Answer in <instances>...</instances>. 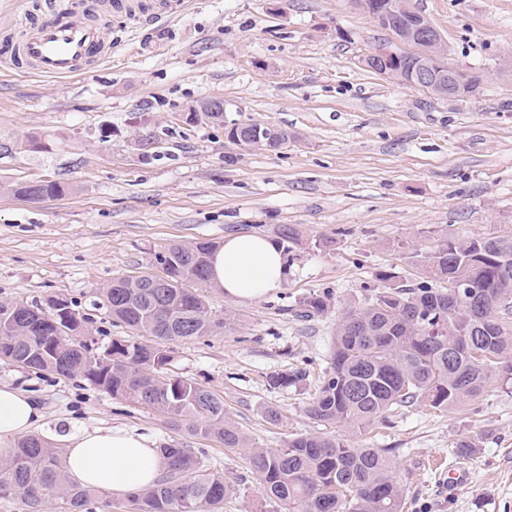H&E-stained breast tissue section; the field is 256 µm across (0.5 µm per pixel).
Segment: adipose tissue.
Wrapping results in <instances>:
<instances>
[{"instance_id":"obj_1","label":"adipose tissue","mask_w":512,"mask_h":512,"mask_svg":"<svg viewBox=\"0 0 512 512\" xmlns=\"http://www.w3.org/2000/svg\"><path fill=\"white\" fill-rule=\"evenodd\" d=\"M283 253L277 243L256 234L229 235L216 250L211 282L235 300H257L282 287ZM35 403L18 389L0 384V459L12 456L18 437L36 425ZM66 468L82 486L126 495L146 489L160 479L163 460L153 441L133 431L68 428Z\"/></svg>"}]
</instances>
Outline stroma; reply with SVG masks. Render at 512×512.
<instances>
[{
	"label": "stroma",
	"instance_id": "obj_1",
	"mask_svg": "<svg viewBox=\"0 0 512 512\" xmlns=\"http://www.w3.org/2000/svg\"><path fill=\"white\" fill-rule=\"evenodd\" d=\"M448 45L453 65L480 73L478 94L440 97L366 67L389 39L352 0H185L177 13L106 30L112 55L79 78L0 68V301L72 302L90 318L93 345L129 331L100 304L113 278L156 274L177 243L229 234L299 232L282 288L254 301L210 293L231 325L175 342V375L208 387L257 445L281 448L317 430L306 407L328 363L346 304L376 287L377 271L420 277L411 253L443 235H512V0H412ZM223 99L226 118L288 132L258 150L196 116ZM69 185L33 202L15 187ZM327 293L328 309L294 307ZM303 381L274 389L273 375ZM0 383L38 406L34 434L66 426L130 429L156 444L205 449L235 478L224 512H276L243 453L170 426L152 407L115 399L79 378L0 362ZM277 408L280 422L264 417ZM463 437L470 455L452 454ZM392 448L407 512H512V385L494 382L464 407L408 408L390 426L354 436ZM466 468L447 492L442 470Z\"/></svg>",
	"mask_w": 512,
	"mask_h": 512
}]
</instances>
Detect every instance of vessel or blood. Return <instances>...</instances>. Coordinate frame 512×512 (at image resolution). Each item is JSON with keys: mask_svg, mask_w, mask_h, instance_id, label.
Wrapping results in <instances>:
<instances>
[{"mask_svg": "<svg viewBox=\"0 0 512 512\" xmlns=\"http://www.w3.org/2000/svg\"><path fill=\"white\" fill-rule=\"evenodd\" d=\"M171 10L168 0H40L0 31V63L53 77L85 74L112 54L102 16L137 20Z\"/></svg>", "mask_w": 512, "mask_h": 512, "instance_id": "obj_1", "label": "vessel or blood"}]
</instances>
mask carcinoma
<instances>
[{
	"label": "carcinoma",
	"instance_id": "cac0c4a2",
	"mask_svg": "<svg viewBox=\"0 0 512 512\" xmlns=\"http://www.w3.org/2000/svg\"><path fill=\"white\" fill-rule=\"evenodd\" d=\"M225 131L248 146L257 135L244 123ZM16 193L36 201L60 196L64 187L43 182ZM217 248L192 242L159 255L164 288L153 287L150 276H122L101 289L112 324L148 333L151 344L114 339L92 354L88 318L71 303L0 302V352L30 371L78 375L114 398L146 402L188 435L244 451L262 497L281 512H404L395 449L357 448L351 435L417 404L460 408L492 380H512V236L445 237L434 251L413 254L425 275L414 285L378 272L382 287L348 307L336 325L329 371L308 403V416L322 429L283 448L255 445L213 391L170 373L169 342L226 327L205 295ZM326 308L325 297L312 294L295 315L311 318ZM159 453L163 476L129 496V512H223L233 483L204 464L205 449L166 444ZM65 455L40 436L18 440L13 455L0 462V496L21 498L27 512H45L50 499L59 500L63 512H88L93 501L108 509L105 491L69 481Z\"/></svg>",
	"mask_w": 512,
	"mask_h": 512
}]
</instances>
